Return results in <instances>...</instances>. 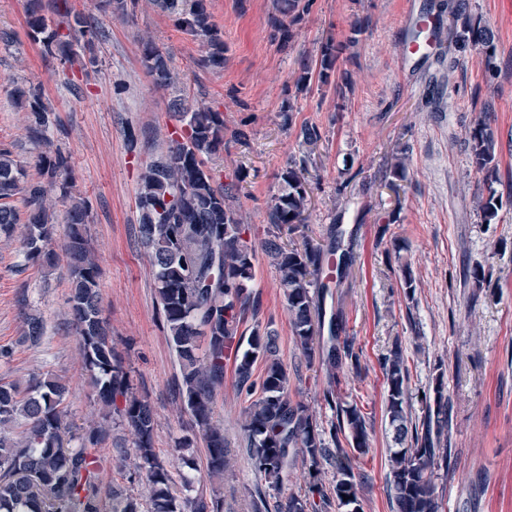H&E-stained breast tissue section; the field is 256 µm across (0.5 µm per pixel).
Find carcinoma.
Instances as JSON below:
<instances>
[{
	"label": "carcinoma",
	"mask_w": 512,
	"mask_h": 512,
	"mask_svg": "<svg viewBox=\"0 0 512 512\" xmlns=\"http://www.w3.org/2000/svg\"><path fill=\"white\" fill-rule=\"evenodd\" d=\"M27 37L45 55L74 73L97 72L102 60L98 48L107 38L99 19L75 10L71 0H28ZM167 14L173 25L200 40L205 54L197 65L224 67V38L211 21L205 0H148ZM139 0H96L100 13L125 20L135 16ZM309 8V0H277V10L288 22H274V38L284 50L295 38ZM453 38L479 49L485 58L493 51V33L472 21L461 5H451ZM345 45L328 37L320 43L315 64L306 63L296 79L300 90L311 83L333 87L343 95L344 84L333 79ZM142 66L156 87L169 89L177 74L169 56L152 41L143 44ZM32 120L31 138L44 146L36 162L37 176L0 142V237L12 239L20 231L19 251L26 262L50 271L65 257L70 324L79 351L101 405L98 421L79 433L67 425L69 386L51 373H39L25 388L0 381V512H141L140 502L117 489L101 490L99 446L116 427L133 435L123 455L139 460L152 512H224V499L214 494L183 497L174 489L168 465L155 450L154 413L135 391L122 357L108 334L102 314V268L86 231L88 205L74 192L70 165L49 140L50 111L38 86L18 90ZM176 124L166 151L140 166L137 208L139 236L153 269L157 303L164 316L171 348L179 365L178 395L183 409L202 432L206 443V469L211 478L224 480V428L213 422L217 390L224 385V360L233 352L239 390L252 397L245 408L244 430L255 471L275 488L298 451L318 467L325 462L336 469L332 491L325 492L318 476L302 495H291L274 512H326L331 502L345 512H360L352 460L370 448L365 414L345 399L340 372L356 367L360 354L348 340H339L343 324L338 314L325 319L320 279L325 256H336L344 271L350 260L343 231L337 229L326 247L309 241L282 245L277 231L303 230L311 208V183L321 179L312 158L322 136L317 126L305 124L300 135L308 149L288 160L279 174L278 192L271 200L268 219L275 232L261 248L276 267L297 346L308 357L318 353L329 367L323 392L335 413L329 438L319 430L309 408L288 396V373L278 358L270 331L254 328L238 334L242 314L258 311L259 295L252 290L257 248L248 238L251 226L227 204L235 185L224 184L208 160L224 151V113L209 107H188L184 98L170 100ZM468 145L477 169L484 171L495 159L491 129L478 123L470 130ZM407 149L392 153L387 163L396 190L407 171ZM20 199L26 217L14 205ZM494 192L482 197L479 209L485 221L498 210ZM65 208L62 253L56 251V205ZM330 333L323 341V329ZM44 333L38 314L25 316V338L37 343ZM264 365L255 377L257 363ZM386 384L385 417L395 446L387 449L389 495L397 512H440L435 470L455 468L450 445L451 413L443 374L435 377L432 391L424 394L425 410L415 421L407 413L409 371L401 352L383 357ZM348 499H343V496Z\"/></svg>",
	"instance_id": "cac0c4a2"
}]
</instances>
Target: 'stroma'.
<instances>
[{
	"mask_svg": "<svg viewBox=\"0 0 512 512\" xmlns=\"http://www.w3.org/2000/svg\"><path fill=\"white\" fill-rule=\"evenodd\" d=\"M442 0H310V9L289 49L273 37L275 0H206L224 34V66L195 64L202 44L176 29L169 18L140 6L131 22L104 15L110 38L100 45L102 64L74 97L57 61L44 58L26 35V0H0V141L13 143L20 160L34 165L40 151L15 102L18 87L41 86L52 109L51 139L68 155L77 194L89 205L87 235L98 256L103 313L133 384L153 408L155 447L170 459L173 476L183 467L175 445L191 436L185 454L195 465L194 493H221L224 512H253L258 492L268 501L301 494L312 477L331 486L335 470L312 467L297 455L279 489L267 488L254 470L242 429L249 403L237 387L233 362L224 365V385L215 396L213 421L224 429L227 471L223 484L210 481L204 442L175 395L178 366L155 298L152 266L138 237L136 195L141 163L165 146L171 126L168 103L186 96L224 114V150L214 162L223 182L235 183L230 206L267 236V211L278 175L299 155L300 129L318 125L316 151L321 181L303 234L327 244L340 226L351 237L353 263L327 300L341 309L343 332L360 365L341 375L348 401L368 415L371 448L354 463L361 512H396L387 489L386 455L391 435L384 417L381 361L400 347L409 368L413 417L423 413L422 394L443 375L452 402L454 472H438L441 512H512V29L494 16V0H464L466 12L494 33L492 60L473 48L450 46L452 32ZM434 20L425 54H412L420 17ZM357 42L337 61L351 75L345 97L310 86L296 92L303 60L313 59L327 35ZM171 59L181 82L157 89L141 64L143 40ZM490 125L497 174L487 179L465 145L477 122ZM136 152H129L128 132ZM407 148V176L400 192L388 186L386 159ZM495 192L499 209L484 222L479 196ZM415 280L407 294L405 274ZM253 288L258 313H246L240 333L255 327L275 334L278 357L288 371V394L315 415L320 430L335 419L323 399L328 377L320 358L296 345L278 286V273L258 255ZM68 271L52 273L26 264L12 240H0V380L25 383L32 373H52L71 387L68 420L83 427L96 421L99 406L67 323ZM40 314L46 332L39 345L24 342V316ZM103 489L126 490L140 501L148 494L138 462L117 469L120 449H99Z\"/></svg>",
	"mask_w": 512,
	"mask_h": 512,
	"instance_id": "stroma-1",
	"label": "stroma"
}]
</instances>
